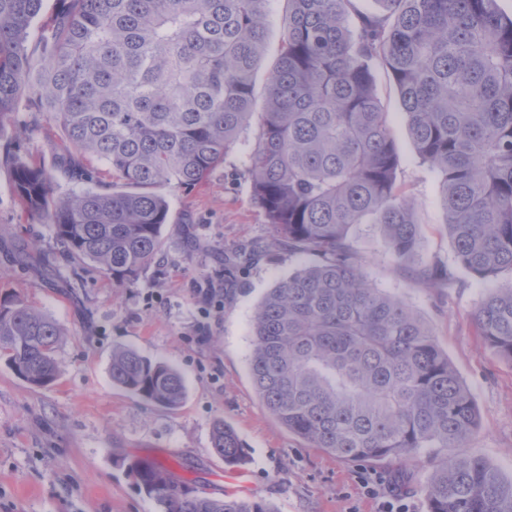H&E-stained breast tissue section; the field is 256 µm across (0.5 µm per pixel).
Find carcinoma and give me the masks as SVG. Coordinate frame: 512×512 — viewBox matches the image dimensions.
Instances as JSON below:
<instances>
[{
    "label": "carcinoma",
    "mask_w": 512,
    "mask_h": 512,
    "mask_svg": "<svg viewBox=\"0 0 512 512\" xmlns=\"http://www.w3.org/2000/svg\"><path fill=\"white\" fill-rule=\"evenodd\" d=\"M0 0V137L21 106L61 131V162L92 187L54 197V175L5 140L0 163L25 212L53 226L63 254L123 285L161 252L163 189L196 187L249 126L268 34V0ZM287 24L249 155L252 196L275 241L315 257L270 289L254 318L250 372L288 431L346 460L427 451L443 456L426 486L429 512H512V481L461 452L477 427L470 390L430 329L369 282L348 235L377 224L394 260L422 248L399 194V156L374 89L378 64L396 86L414 149L440 181L456 267L512 274V16L498 0H283ZM105 162L103 182L83 161ZM420 278L456 279L427 264ZM482 341L512 363V287L474 313ZM62 332L21 300L0 302V358L34 386L53 382ZM112 383L160 407L185 398L180 372L112 351ZM213 448L243 464L220 421ZM163 512H272L217 499L162 464L133 461Z\"/></svg>",
    "instance_id": "cac0c4a2"
}]
</instances>
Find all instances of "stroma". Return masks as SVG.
<instances>
[{"label":"stroma","instance_id":"obj_1","mask_svg":"<svg viewBox=\"0 0 512 512\" xmlns=\"http://www.w3.org/2000/svg\"><path fill=\"white\" fill-rule=\"evenodd\" d=\"M373 74L399 155L397 183L415 206L423 246L400 265L376 225H355L351 242L369 279L422 318L470 389L478 427L466 453L511 481L512 363L477 336L472 314L487 294L512 287V274L479 282L460 270L449 286L416 278L417 266L454 262L440 183L416 155L394 83L382 67ZM257 131L250 124L206 182L167 190L161 253L119 288L93 265L63 256L52 226L31 221L0 165V300L23 298L63 333L59 375L49 385H30L0 361V512H161L128 471L132 460L164 464L208 496L258 500L272 512H382L394 498L407 512H428L424 487L436 457L406 464L336 457L289 432L255 391L249 358L257 307L312 261L275 245L252 197L248 158ZM23 144L52 169L56 195L77 190L56 165L53 127L30 132ZM245 244L257 250L236 269L233 292L205 299L206 285H224L225 255ZM117 346L177 368L183 402L161 408L113 385ZM219 419L243 443L238 484L228 483L230 469L212 448Z\"/></svg>","mask_w":512,"mask_h":512}]
</instances>
